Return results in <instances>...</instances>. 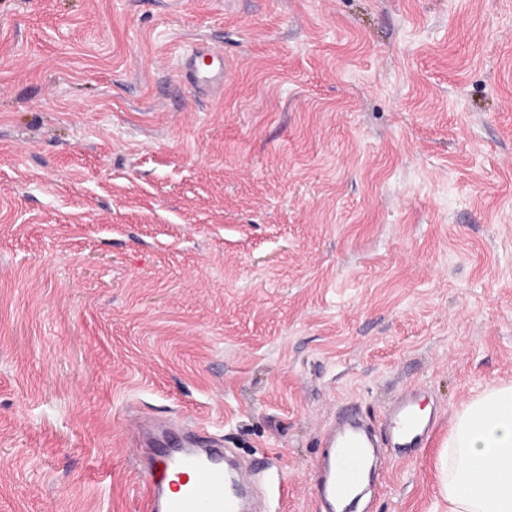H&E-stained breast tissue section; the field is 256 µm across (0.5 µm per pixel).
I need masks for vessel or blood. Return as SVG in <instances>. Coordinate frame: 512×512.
<instances>
[{
    "label": "vessel or blood",
    "instance_id": "vessel-or-blood-1",
    "mask_svg": "<svg viewBox=\"0 0 512 512\" xmlns=\"http://www.w3.org/2000/svg\"><path fill=\"white\" fill-rule=\"evenodd\" d=\"M216 50L196 49L182 65L190 84L198 89L224 83V66ZM393 418L391 445L408 448L421 444L433 428L423 420L410 400L396 398L389 407ZM337 467L319 466V485L329 501L342 499L363 478L368 441L357 427L340 438H328ZM150 481L146 488V512H244L238 491L229 487L230 473L224 468L220 448H159L149 457Z\"/></svg>",
    "mask_w": 512,
    "mask_h": 512
}]
</instances>
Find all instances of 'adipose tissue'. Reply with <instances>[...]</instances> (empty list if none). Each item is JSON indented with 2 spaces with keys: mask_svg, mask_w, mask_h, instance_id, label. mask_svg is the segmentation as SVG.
I'll return each mask as SVG.
<instances>
[{
  "mask_svg": "<svg viewBox=\"0 0 512 512\" xmlns=\"http://www.w3.org/2000/svg\"><path fill=\"white\" fill-rule=\"evenodd\" d=\"M447 456L448 512H512V384L464 406L448 435Z\"/></svg>",
  "mask_w": 512,
  "mask_h": 512,
  "instance_id": "obj_1",
  "label": "adipose tissue"
}]
</instances>
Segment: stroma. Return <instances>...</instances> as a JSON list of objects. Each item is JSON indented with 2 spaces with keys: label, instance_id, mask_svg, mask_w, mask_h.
Wrapping results in <instances>:
<instances>
[{
  "label": "stroma",
  "instance_id": "1",
  "mask_svg": "<svg viewBox=\"0 0 512 512\" xmlns=\"http://www.w3.org/2000/svg\"><path fill=\"white\" fill-rule=\"evenodd\" d=\"M506 383L512 0H0V512H143L169 423L323 512L339 414L406 392L435 429L353 512H448ZM210 57L211 63L205 64ZM215 61L217 64L215 65ZM186 76L196 89L215 87L224 84V59L213 49H196L182 60ZM204 65L205 67H202Z\"/></svg>",
  "mask_w": 512,
  "mask_h": 512
}]
</instances>
